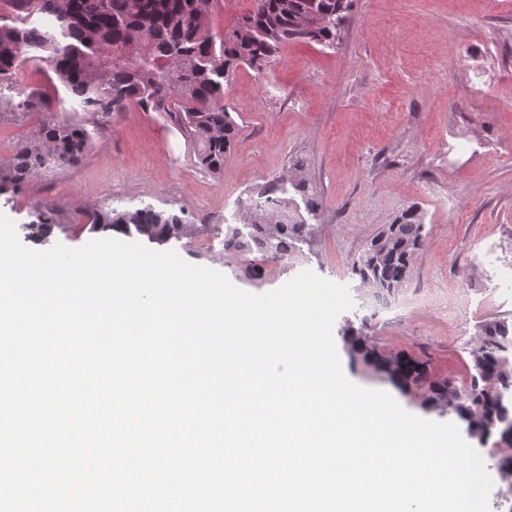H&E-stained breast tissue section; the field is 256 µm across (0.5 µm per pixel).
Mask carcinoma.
<instances>
[{
  "label": "carcinoma",
  "instance_id": "carcinoma-1",
  "mask_svg": "<svg viewBox=\"0 0 512 512\" xmlns=\"http://www.w3.org/2000/svg\"><path fill=\"white\" fill-rule=\"evenodd\" d=\"M9 6L12 24H0V85L7 81L21 97L7 100L18 111L39 103L36 92L13 83L24 54L52 66L67 96L92 116L110 118L136 104L144 112H167L184 127L197 149L201 167L213 174L224 169V158L240 127L224 106L230 74L242 63L263 69L282 43L304 38L320 44L336 42V26L346 22L351 0H253V9L232 30L215 36L207 23L195 20L199 0H0ZM313 12L329 17L330 25L316 33L298 29L297 17ZM89 145V133L65 117L51 115L35 135L17 145L0 167V194L17 192L50 168L79 162ZM289 201L287 189L273 183L254 200L247 232L215 225L224 235V251L258 252L284 258L314 227L300 218H279ZM90 230H114L150 241H179L192 234L191 225L170 210L151 205L134 211L94 212ZM426 241L425 224L415 209L373 238L352 273L359 286H375L374 294L392 295L403 285L414 255ZM366 337L349 335L352 362L360 361L388 381L424 390V404L450 410L469 432L484 441L498 434L512 447V323L497 319L483 324L472 352L470 383L459 390L447 380L434 381L409 360L381 358L355 344Z\"/></svg>",
  "mask_w": 512,
  "mask_h": 512
}]
</instances>
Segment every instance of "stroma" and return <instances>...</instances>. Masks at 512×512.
Listing matches in <instances>:
<instances>
[{"mask_svg": "<svg viewBox=\"0 0 512 512\" xmlns=\"http://www.w3.org/2000/svg\"><path fill=\"white\" fill-rule=\"evenodd\" d=\"M15 81L44 104L0 111V165L48 112H71L46 62L23 63ZM224 103L240 134L221 175L198 164L168 114L132 105L96 126L71 112L91 128L83 158L0 194V214L24 246L46 250L93 240L84 229L92 211L174 208L193 233L168 249L245 291H273L306 269L348 286L354 306L333 326L345 376L388 392L413 415L456 422L426 409L420 389L351 363L343 330L364 328L378 355L410 358L462 389L479 325L512 319V0H353L336 45L291 40L263 69L240 65ZM297 163L319 203L313 236L283 259L225 253L215 225L235 223ZM38 202L54 218L45 233L32 226ZM412 207L423 216L425 245L396 308L363 324L366 291L351 265Z\"/></svg>", "mask_w": 512, "mask_h": 512, "instance_id": "1", "label": "stroma"}]
</instances>
